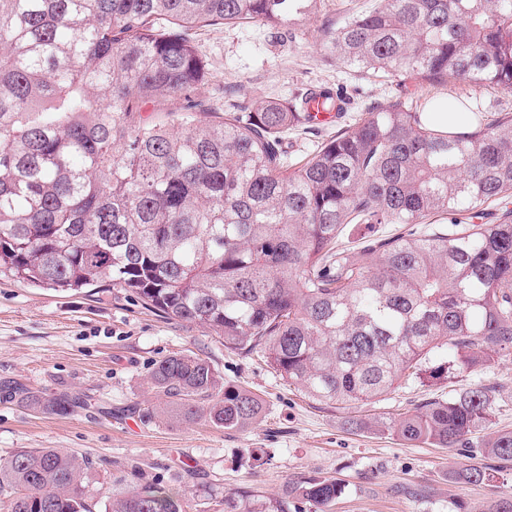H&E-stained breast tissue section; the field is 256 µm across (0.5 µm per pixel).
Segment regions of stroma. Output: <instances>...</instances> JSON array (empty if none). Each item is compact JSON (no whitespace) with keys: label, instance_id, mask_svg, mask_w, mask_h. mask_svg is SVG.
I'll use <instances>...</instances> for the list:
<instances>
[{"label":"stroma","instance_id":"35a3bbf8","mask_svg":"<svg viewBox=\"0 0 512 512\" xmlns=\"http://www.w3.org/2000/svg\"><path fill=\"white\" fill-rule=\"evenodd\" d=\"M375 0H323L318 16L290 27L222 25L190 31L208 64L196 96L224 109L276 99L290 104L324 88L347 105L344 124L397 101L436 97L476 100L486 113H512V91L474 89L464 81L432 87L410 75L373 76L331 58L325 32ZM336 127L289 129V162L309 155ZM207 359L224 377L263 402L259 420L242 431L205 421L170 424L143 411L160 399L149 385L154 366L174 354ZM47 394L69 392L77 407L60 416L29 411L0 397V457L21 448H59L97 464L93 481L155 480L182 488L192 512H224V498L243 491L280 498L287 483L333 479L344 491L329 512H486L512 493V463L487 456L484 440L512 430V355L491 372L399 387L379 402L349 411L322 404L288 385L262 354L225 348L208 328L172 320L127 289L105 285L58 292L0 275V382ZM495 386L489 425L466 449L407 443L389 434L350 429L347 419L395 417L447 398L474 383ZM488 469L479 485L456 479L460 467Z\"/></svg>","mask_w":512,"mask_h":512}]
</instances>
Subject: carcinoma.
I'll return each mask as SVG.
<instances>
[{"instance_id": "1", "label": "carcinoma", "mask_w": 512, "mask_h": 512, "mask_svg": "<svg viewBox=\"0 0 512 512\" xmlns=\"http://www.w3.org/2000/svg\"><path fill=\"white\" fill-rule=\"evenodd\" d=\"M322 0H0V274L57 291L127 288L166 317L207 327L224 347L259 350L313 400L354 408L401 382L486 373L512 354V115L470 130L426 124L429 104L367 112L295 162L281 134L303 114L277 100L219 114L195 98L206 65L185 31L310 20ZM326 51L363 72L432 87L463 80L512 91V0H378L328 32ZM183 100L177 112L161 101ZM151 115H145L147 111ZM446 215L448 224L433 219ZM350 224H401L343 242ZM432 352L440 363L423 365ZM150 383L169 420L227 431L263 410L211 363L176 354ZM481 382L398 419L355 428L408 443L468 448L493 413ZM38 413L75 400L17 387ZM483 452L512 460V431ZM95 462L57 448L0 458L7 512H187L178 491L145 481L90 487ZM490 473L464 466L457 479ZM328 479L286 486L275 502L224 496L228 512H324Z\"/></svg>"}]
</instances>
